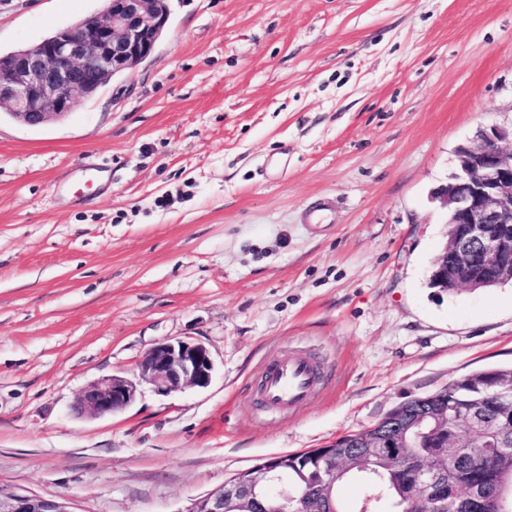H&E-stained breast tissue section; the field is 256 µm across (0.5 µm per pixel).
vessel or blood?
Wrapping results in <instances>:
<instances>
[{
    "label": "vessel or blood",
    "mask_w": 512,
    "mask_h": 512,
    "mask_svg": "<svg viewBox=\"0 0 512 512\" xmlns=\"http://www.w3.org/2000/svg\"><path fill=\"white\" fill-rule=\"evenodd\" d=\"M317 383L310 359L288 352L277 356L267 367L261 381V396L271 409L295 410L313 399Z\"/></svg>",
    "instance_id": "1"
}]
</instances>
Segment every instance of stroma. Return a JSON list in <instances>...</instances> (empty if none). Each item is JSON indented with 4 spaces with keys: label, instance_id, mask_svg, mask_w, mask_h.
I'll return each mask as SVG.
<instances>
[{
    "label": "stroma",
    "instance_id": "1",
    "mask_svg": "<svg viewBox=\"0 0 512 512\" xmlns=\"http://www.w3.org/2000/svg\"><path fill=\"white\" fill-rule=\"evenodd\" d=\"M105 0H0V52ZM512 127V0H172L152 57L32 128L0 110V485L74 512H183L236 472L512 366V285H428L434 192ZM208 387L73 405L158 342ZM327 373L276 418L279 351Z\"/></svg>",
    "mask_w": 512,
    "mask_h": 512
}]
</instances>
